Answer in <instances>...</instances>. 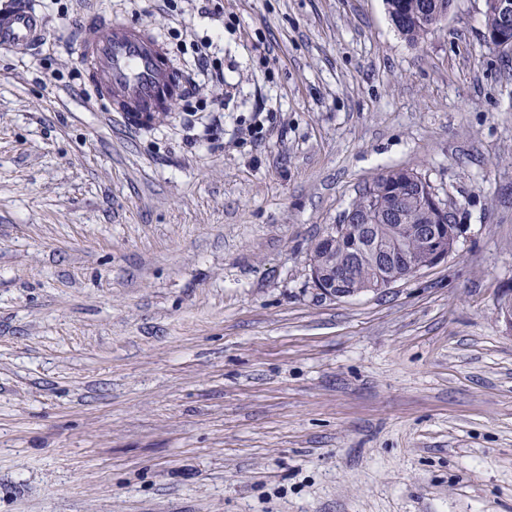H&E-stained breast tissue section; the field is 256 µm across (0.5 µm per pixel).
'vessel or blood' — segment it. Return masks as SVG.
Returning <instances> with one entry per match:
<instances>
[{"label": "vessel or blood", "mask_w": 512, "mask_h": 512, "mask_svg": "<svg viewBox=\"0 0 512 512\" xmlns=\"http://www.w3.org/2000/svg\"><path fill=\"white\" fill-rule=\"evenodd\" d=\"M37 27L27 0H19L0 12V45L28 46ZM79 49L98 98L107 101L110 111L122 113L130 125H150L163 102L182 93L164 43L145 25L115 18L88 20L81 29Z\"/></svg>", "instance_id": "b4317fda"}]
</instances>
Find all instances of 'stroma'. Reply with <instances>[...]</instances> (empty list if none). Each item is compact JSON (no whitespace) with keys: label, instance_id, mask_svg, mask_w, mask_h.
<instances>
[{"label":"stroma","instance_id":"35a3bbf8","mask_svg":"<svg viewBox=\"0 0 512 512\" xmlns=\"http://www.w3.org/2000/svg\"><path fill=\"white\" fill-rule=\"evenodd\" d=\"M0 47V512H512V51L484 0H33ZM151 26L193 92L107 111L70 32ZM223 33L224 83L193 45ZM272 46L265 54L264 46ZM404 168L446 262L334 298L310 250ZM16 4L8 11L0 12V45L26 47L32 42L37 27L36 14L26 3ZM453 0H385L390 20L412 44H419ZM412 174L416 173L412 170L403 168L390 169L377 174L359 191L350 207L356 210L367 209L368 205L366 194L368 193L377 200L387 199L393 193L402 192L403 194H406L407 191H411L412 193V190L415 187L413 182H411ZM409 181L412 188L408 185Z\"/></svg>","mask_w":512,"mask_h":512}]
</instances>
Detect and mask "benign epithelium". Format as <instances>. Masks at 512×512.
<instances>
[{
  "label": "benign epithelium",
  "instance_id": "benign-epithelium-1",
  "mask_svg": "<svg viewBox=\"0 0 512 512\" xmlns=\"http://www.w3.org/2000/svg\"><path fill=\"white\" fill-rule=\"evenodd\" d=\"M502 28L485 34V41L503 49H512V3L496 0ZM377 219L389 225V233H379L380 224H371L365 215L346 213L343 223L333 225L318 240L317 250L330 255L319 271L311 273L314 287L334 297L348 296L345 284L356 277V257L364 250L371 251L376 275L365 290H384L400 280L418 275L448 260V255L461 231L460 225L415 224L404 210V196L398 195L385 204ZM407 238H419L425 244L422 256L407 253L402 244Z\"/></svg>",
  "mask_w": 512,
  "mask_h": 512
}]
</instances>
